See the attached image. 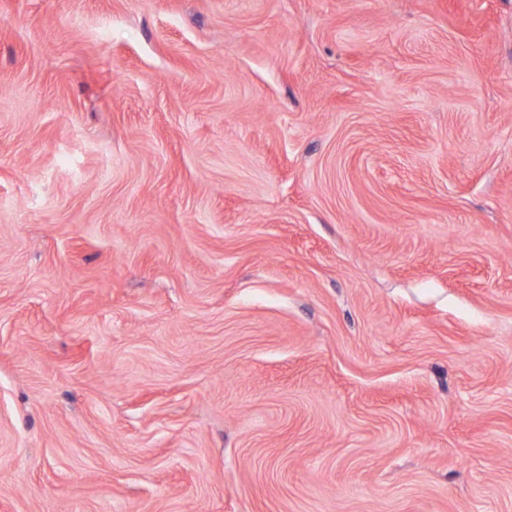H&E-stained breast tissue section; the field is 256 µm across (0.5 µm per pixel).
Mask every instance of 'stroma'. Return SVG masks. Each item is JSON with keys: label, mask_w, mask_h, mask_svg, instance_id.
Instances as JSON below:
<instances>
[{"label": "stroma", "mask_w": 512, "mask_h": 512, "mask_svg": "<svg viewBox=\"0 0 512 512\" xmlns=\"http://www.w3.org/2000/svg\"><path fill=\"white\" fill-rule=\"evenodd\" d=\"M0 512H512V0H0Z\"/></svg>", "instance_id": "35a3bbf8"}]
</instances>
